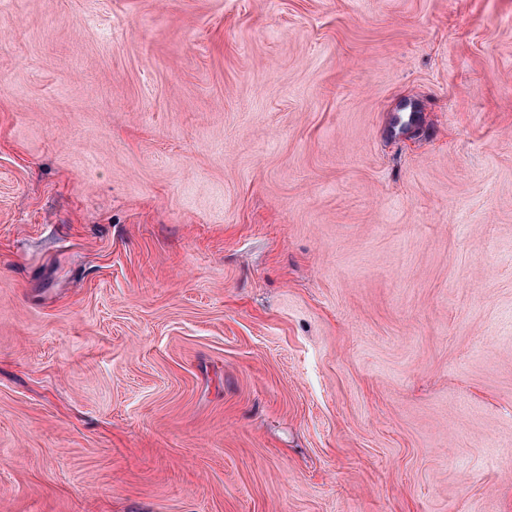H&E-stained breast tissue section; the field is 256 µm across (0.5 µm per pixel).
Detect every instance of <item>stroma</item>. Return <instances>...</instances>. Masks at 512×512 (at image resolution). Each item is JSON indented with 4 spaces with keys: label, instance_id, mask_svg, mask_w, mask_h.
<instances>
[{
    "label": "stroma",
    "instance_id": "1",
    "mask_svg": "<svg viewBox=\"0 0 512 512\" xmlns=\"http://www.w3.org/2000/svg\"><path fill=\"white\" fill-rule=\"evenodd\" d=\"M0 512H512V0H0Z\"/></svg>",
    "mask_w": 512,
    "mask_h": 512
}]
</instances>
